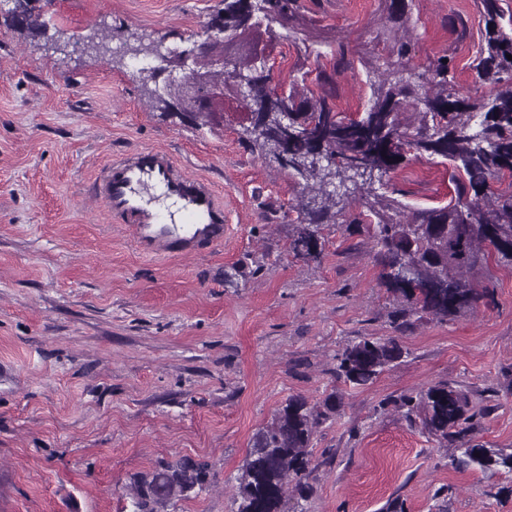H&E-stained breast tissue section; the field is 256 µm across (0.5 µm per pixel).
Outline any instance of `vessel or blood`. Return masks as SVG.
I'll return each mask as SVG.
<instances>
[{"label": "vessel or blood", "instance_id": "vessel-or-blood-1", "mask_svg": "<svg viewBox=\"0 0 512 512\" xmlns=\"http://www.w3.org/2000/svg\"><path fill=\"white\" fill-rule=\"evenodd\" d=\"M160 187L180 204L183 224L167 222L142 190ZM98 199L128 226L140 252L150 255L198 251L224 239V205L212 185L178 171L164 151L144 148L111 161L95 183Z\"/></svg>", "mask_w": 512, "mask_h": 512}]
</instances>
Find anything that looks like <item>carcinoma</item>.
I'll list each match as a JSON object with an SVG mask.
<instances>
[{
	"label": "carcinoma",
	"instance_id": "obj_1",
	"mask_svg": "<svg viewBox=\"0 0 512 512\" xmlns=\"http://www.w3.org/2000/svg\"><path fill=\"white\" fill-rule=\"evenodd\" d=\"M485 45L475 65V88L454 83L452 59L443 56L414 72L400 58L408 52L406 0H390L387 21L400 33L396 55L382 71L374 70L372 100L365 111L347 116L336 111L324 96L307 95L293 85L277 92L272 75L255 74L260 61L252 35L260 27L287 26L295 17L297 0H224V8L208 21L211 28L224 19V37L209 43L206 54L194 62L187 79L168 85L161 94L151 89L153 106L163 112L172 102L190 112L195 92L210 94L211 106L202 116L222 111L224 89L236 88L247 98L262 125L252 134L254 148L275 155L281 113H294L295 122L311 128V137L288 148L295 163L288 170L298 178L300 224L289 249L305 262L321 254L320 225L336 221L346 206L362 208L347 226L376 241L380 279L387 290L405 303V312H425L440 321L473 309L487 298L475 287L472 273L488 258L512 267V33L500 26L499 0H480ZM237 41L240 50L225 56V43ZM224 58L241 81L230 84V73L214 66ZM492 86L491 94L474 96L478 87ZM318 151L324 163L308 161ZM448 160L454 169L455 200L442 207L410 209L377 193L373 178L396 171L409 152ZM511 180L504 191H493L489 181ZM414 265L418 276L402 280L396 268ZM404 354L394 338H369L336 355V378L355 386L366 385ZM399 407L410 424L441 447L451 449V464L458 469L512 473V452L487 448L466 438V432L485 416L470 406L467 396L447 384L405 396ZM323 413L305 397L290 396L272 422L254 437L252 448L236 477L235 512H283L286 488L302 485L311 473L310 445ZM203 467L183 460L167 463L135 484V512H156L154 506L197 488H203Z\"/></svg>",
	"mask_w": 512,
	"mask_h": 512
}]
</instances>
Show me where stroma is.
Wrapping results in <instances>:
<instances>
[{
    "label": "stroma",
    "instance_id": "1",
    "mask_svg": "<svg viewBox=\"0 0 512 512\" xmlns=\"http://www.w3.org/2000/svg\"><path fill=\"white\" fill-rule=\"evenodd\" d=\"M32 35L0 13V512H132L133 478L162 463L204 464L202 491L157 512H233L252 437L281 403L333 398L316 430L295 512H512V474L458 470L410 425L402 397L448 384L486 408L469 438L512 452V269L488 262L489 304L448 321H394L372 239L349 235L358 207L321 227L318 260L296 259L300 187L224 101L212 123L150 106L157 47L206 37L221 0H54ZM386 0H299L264 54L276 82L304 83L353 117L371 97L365 60ZM420 71L448 55L469 85L484 18L478 0H408ZM160 148L224 201V240L197 254L146 256L93 193L109 160ZM449 163L409 157L386 179L412 208L454 197ZM395 337L405 357L371 384L334 375L335 356Z\"/></svg>",
    "mask_w": 512,
    "mask_h": 512
}]
</instances>
